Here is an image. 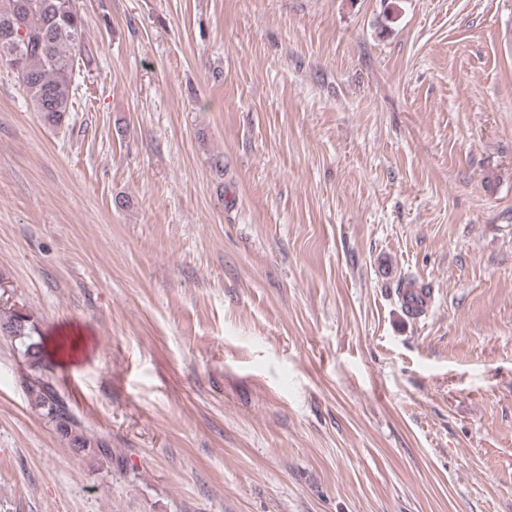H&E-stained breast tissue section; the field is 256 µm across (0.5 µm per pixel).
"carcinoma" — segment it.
<instances>
[{
  "label": "carcinoma",
  "instance_id": "obj_1",
  "mask_svg": "<svg viewBox=\"0 0 512 512\" xmlns=\"http://www.w3.org/2000/svg\"><path fill=\"white\" fill-rule=\"evenodd\" d=\"M12 29L18 43L13 65L6 68L34 111L49 126H60L73 111L74 73L95 61L86 38L79 0H0V29ZM33 317L13 310L0 314V335L18 344L29 366H43L46 351ZM32 406L77 456L112 458L102 439L88 436L63 396L39 376L23 380Z\"/></svg>",
  "mask_w": 512,
  "mask_h": 512
}]
</instances>
